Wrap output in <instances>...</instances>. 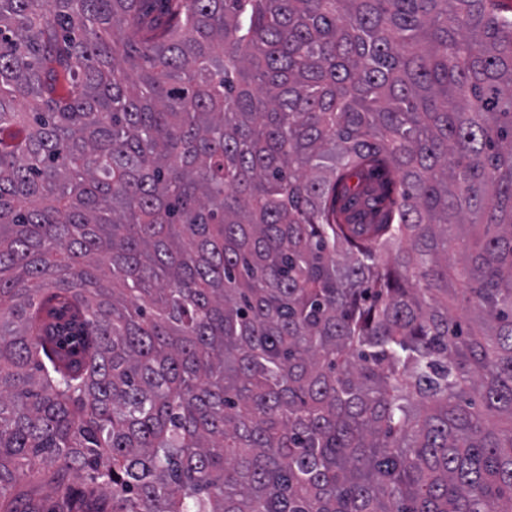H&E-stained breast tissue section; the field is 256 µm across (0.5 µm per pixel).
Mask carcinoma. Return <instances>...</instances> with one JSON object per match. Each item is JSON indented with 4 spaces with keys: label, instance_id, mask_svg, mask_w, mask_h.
<instances>
[{
    "label": "carcinoma",
    "instance_id": "1",
    "mask_svg": "<svg viewBox=\"0 0 512 512\" xmlns=\"http://www.w3.org/2000/svg\"><path fill=\"white\" fill-rule=\"evenodd\" d=\"M0 0V512H512V15ZM14 495L21 508L27 510L47 511H104L112 512V498L98 494L94 498H72L66 489L51 491L30 483L26 478L17 481Z\"/></svg>",
    "mask_w": 512,
    "mask_h": 512
}]
</instances>
